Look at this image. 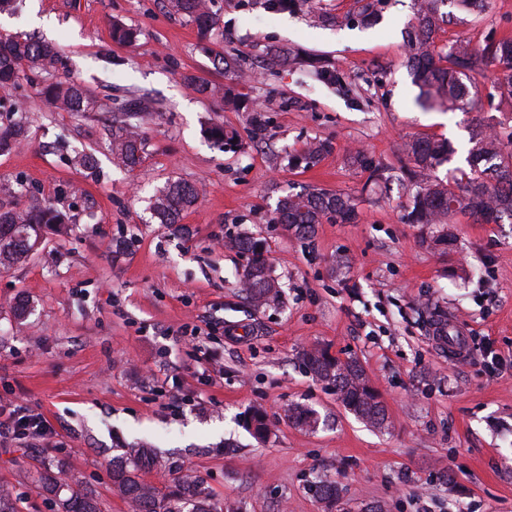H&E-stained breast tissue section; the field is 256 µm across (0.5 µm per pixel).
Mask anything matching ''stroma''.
<instances>
[{"mask_svg": "<svg viewBox=\"0 0 512 512\" xmlns=\"http://www.w3.org/2000/svg\"><path fill=\"white\" fill-rule=\"evenodd\" d=\"M364 2L312 0L271 15L264 0H211L218 24L206 36L165 0H21L0 16V35L56 45L58 79L82 83L93 103L48 111L45 76L30 70L11 96L29 138L0 156V181L27 193L0 205L47 202L66 217L25 263L0 270V398L41 413L58 441L0 442V491L17 512H58L74 491L97 496L105 512H131L113 489L112 460L143 444L162 451L141 470L145 482L165 492L170 474L200 478L216 512H329L313 495L321 479L338 489L330 512H512V224L405 220L406 142L448 138L457 153L441 171L452 173L473 127L512 132V103L492 95L489 71L470 112L420 109L402 37L415 0H381L371 28L359 19ZM440 11L438 48L512 38V0H489L476 16L455 0ZM114 18L138 29L135 44L113 42ZM270 45L296 64L257 74ZM218 56L229 68L214 67ZM312 61L335 68L342 85L318 82ZM242 69L254 73L243 93L269 118L259 134L250 113L183 81L234 85ZM131 95L157 110L142 122L141 164L126 171L105 144L114 100ZM215 124L237 145L214 144ZM313 140L331 151L291 166ZM67 141L97 149L98 174L69 162ZM356 148L383 168L384 188L366 189ZM171 178L199 194L177 230L148 211ZM291 188L353 196L358 218L296 238L272 221ZM446 231L449 246L437 241ZM239 234L263 241L281 285L260 309L239 288L246 256L224 246ZM20 299L32 313L19 325ZM435 312L463 323L466 364L435 346ZM312 347L359 362L385 428L367 426L305 371L301 353ZM296 404L319 414L317 429L290 419ZM257 407L271 429L263 440L244 422ZM43 472L66 488L47 490Z\"/></svg>", "mask_w": 512, "mask_h": 512, "instance_id": "obj_1", "label": "stroma"}]
</instances>
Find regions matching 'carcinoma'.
<instances>
[{
    "label": "carcinoma",
    "instance_id": "obj_1",
    "mask_svg": "<svg viewBox=\"0 0 512 512\" xmlns=\"http://www.w3.org/2000/svg\"><path fill=\"white\" fill-rule=\"evenodd\" d=\"M444 0H419L417 35L407 58L414 84L419 89L416 103L425 110L467 112L478 93L476 80L487 70L496 72L494 88L502 98L512 99V40L501 39L475 51L461 41L442 53L436 49L439 4ZM170 9L192 20L199 31L207 33L217 24L209 0H169ZM60 63L55 46L21 35L0 37V89L19 84L23 68L51 73ZM184 83L199 93L224 96V89L211 86L189 75ZM41 94L53 112L86 111L89 95L75 81L46 84ZM148 111L145 102L125 98L115 103L112 138L108 152L112 163L126 170L142 161L144 141L140 137L138 119ZM28 137L25 112L12 108L0 119V155L19 148ZM332 149L326 141L309 143L292 158L296 167L316 162ZM416 179L415 192L409 202L407 219L411 224H452L457 215L470 217L476 224H501L512 221V133L500 134L490 127L471 132V148L465 158L469 170L457 168L454 183L440 178L438 168L454 158L455 149L443 139L417 138L405 145ZM70 161L94 174L99 165L94 151L83 146H70ZM354 164L371 172L372 181L382 180L381 168L362 151L352 154ZM195 188L180 180L168 182L151 199L150 212L159 224L178 231L181 216L197 203ZM355 203L347 196L322 190L288 193L280 197L273 211L274 223L282 225L295 236L306 239L324 222L350 224L356 220ZM65 217L54 207L31 202L23 207H0V267H11L25 261L42 245L43 227L63 224ZM224 246L248 256L240 284L255 307L279 297L278 282L264 255L263 244L251 236L230 237ZM302 362L317 379L334 390L349 410L375 427L386 422V413L363 370L354 359L342 360L325 349L310 348L302 353ZM248 429L265 437L269 428L260 410L251 412ZM152 448H136L125 459L112 466L116 492L134 512H212L201 479L180 476L172 478L174 490L159 495L156 487L140 480L138 470L153 462ZM62 512H102L101 502L88 492H74L61 500Z\"/></svg>",
    "mask_w": 512,
    "mask_h": 512
}]
</instances>
